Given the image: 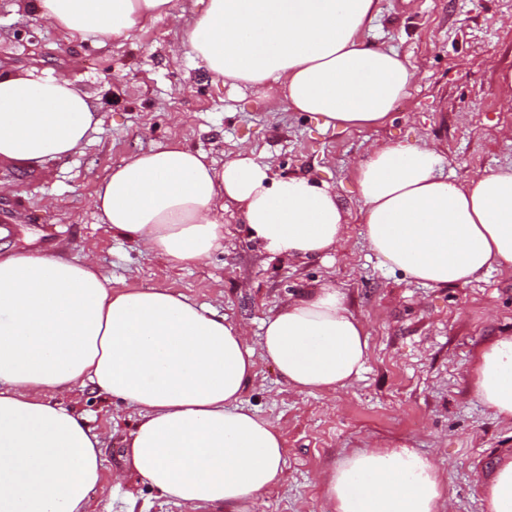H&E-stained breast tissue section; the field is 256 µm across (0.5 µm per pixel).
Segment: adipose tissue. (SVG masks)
<instances>
[{
	"mask_svg": "<svg viewBox=\"0 0 512 512\" xmlns=\"http://www.w3.org/2000/svg\"><path fill=\"white\" fill-rule=\"evenodd\" d=\"M71 39H119L176 13L174 0H20ZM180 43L223 83L276 92L332 129L374 128L409 93L407 57L365 40L378 0H203ZM102 120L62 73L0 70V164L35 170L79 150ZM430 143L374 145L353 162L361 222L381 265L430 288L512 272V165L466 183ZM101 223L173 263L224 241L236 206L272 254L315 259L342 241L335 190L279 178L244 150L222 167L179 144L135 153L100 184ZM364 324L333 283L262 321L259 346L204 304L167 288L113 291L93 254L0 252V512H86L102 481L99 434L57 393L92 387L137 409L130 472L186 512H255L285 473L284 441L242 395L256 358L300 393H333L366 369ZM471 386L512 419V336L474 354ZM331 512H445V487L419 451L380 444L325 475ZM485 512H512V452L482 486Z\"/></svg>",
	"mask_w": 512,
	"mask_h": 512,
	"instance_id": "obj_1",
	"label": "adipose tissue"
}]
</instances>
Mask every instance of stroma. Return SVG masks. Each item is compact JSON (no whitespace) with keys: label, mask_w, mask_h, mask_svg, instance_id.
Listing matches in <instances>:
<instances>
[{"label":"stroma","mask_w":512,"mask_h":512,"mask_svg":"<svg viewBox=\"0 0 512 512\" xmlns=\"http://www.w3.org/2000/svg\"><path fill=\"white\" fill-rule=\"evenodd\" d=\"M179 19L160 17L125 39L67 40L0 0V69L65 73L98 105L102 125L74 155L44 170L0 167V249L81 257L93 251L116 289L170 288L245 326L259 345L261 322L298 296L334 282L369 334L361 378L333 396L300 394L271 364L257 361L244 403L284 437L283 481L257 512H330L324 472L345 454L379 442L419 449L446 482L450 512H483L480 487L497 454L512 450V423L495 418L473 394L468 369L486 338L512 333V273L429 288L382 266L359 222L351 164L372 145L434 143L458 182L512 162V108L497 74L512 69V0H379L365 33L410 59L417 79L408 97L370 129L322 130L306 112L283 111L253 91H231L189 55L172 59L194 15L175 0ZM215 166L241 147L280 177L331 185L346 213L342 242L327 258H282L253 241L240 212H224V244L208 257L176 265L112 232L93 207L112 168L172 139ZM103 441L104 479L87 512H184L129 475L124 441L136 411L92 388L63 397Z\"/></svg>","instance_id":"35a3bbf8"}]
</instances>
